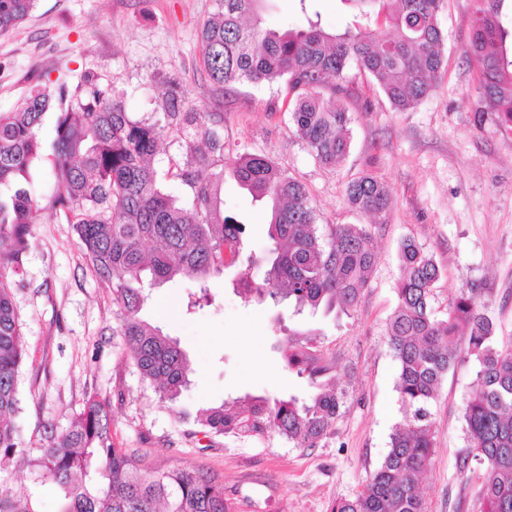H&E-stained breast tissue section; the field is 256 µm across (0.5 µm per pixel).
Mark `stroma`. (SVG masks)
I'll return each instance as SVG.
<instances>
[{
    "label": "stroma",
    "instance_id": "obj_1",
    "mask_svg": "<svg viewBox=\"0 0 512 512\" xmlns=\"http://www.w3.org/2000/svg\"><path fill=\"white\" fill-rule=\"evenodd\" d=\"M477 6L478 0H444L446 67L415 109L395 111L357 76L348 100L350 151L332 168L292 133L285 83L221 90L211 83L199 31L216 0H37L24 23L0 35V112L33 85L73 87L91 73L122 94L138 118H162L174 93L184 108L223 113L225 155L247 150L272 158L306 186L320 223H367L346 198L348 183L362 175L380 178L392 198L386 223L372 229L371 281L347 312L295 316L284 305L244 302L233 279L261 278L259 269L244 266L210 280L212 305L187 312L194 283L179 277L150 288L142 312L188 354L190 385L181 401L195 409L248 393L308 400L314 385L288 370L278 347L289 332H318L347 399L330 435L313 448L274 433L207 436L176 421L113 335L111 290L87 267L71 225L52 219L34 225L25 278L13 298L25 337L17 416L24 452L0 471V491L26 497L34 512H60L58 489L36 477L28 461L97 393L110 402L115 447L145 455L155 471L190 466L218 477L229 512H331L337 499L362 490L404 421L386 325L397 306L398 247L408 237L441 269L432 299L437 315L473 283L498 335L512 340V134L500 130L494 115L476 114L480 76L466 50ZM223 198L225 214L246 227L247 251L262 256L270 244L268 202L229 175ZM474 372L470 362L450 370L430 407L436 448L422 481L429 512L481 510L479 480L455 469L467 445L463 407Z\"/></svg>",
    "mask_w": 512,
    "mask_h": 512
}]
</instances>
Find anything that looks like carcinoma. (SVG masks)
I'll list each match as a JSON object with an SVG mask.
<instances>
[{
  "mask_svg": "<svg viewBox=\"0 0 512 512\" xmlns=\"http://www.w3.org/2000/svg\"><path fill=\"white\" fill-rule=\"evenodd\" d=\"M512 0H481L470 20L469 55L480 72V108L512 133V27L504 9ZM37 0H0V34L20 25ZM267 0H217V12L200 29L204 69L214 85L286 80L293 93L290 122L314 159L335 166L347 157L352 117L336 94L349 93L350 72L365 74L398 112L420 104L444 69L443 0H342L356 7L353 22L331 33L310 19L305 28L263 25ZM57 108L54 138L41 135L44 115ZM165 123L135 118L113 91L87 73L74 88L40 84L11 112H0V462L19 447L18 376L24 332L12 300L23 280V255L32 227L49 218L72 225L87 266L108 284L120 336L144 382L176 404L189 384L188 358L179 343L142 318L144 281L195 279L199 292L187 308L212 303L208 280L243 255V225L224 215V169L253 197L271 202L263 283L240 281L246 299L293 304V313L346 311L368 286L376 255L371 224H317L305 185L271 158L249 152L224 157V113L183 110L166 101ZM184 152L164 173L152 165L164 135ZM50 160L58 179L43 205L35 193V163ZM188 189L190 204L166 191V180ZM352 209L372 224L387 221L391 197L372 175L346 189ZM398 303L387 325L398 364L396 391L403 424L362 491L338 499L331 512H428L421 476L432 462L435 431L430 405L442 379L464 357L475 364V390L467 399V446L458 472L481 468V512H512V343L498 340L497 325L480 301V288H463L439 317L431 302L441 270L415 240L400 244ZM465 342V351L458 349ZM288 369L307 376L317 392L250 396L190 417L200 432L226 437L276 433L311 448L331 432L346 403L336 388V366L323 356L316 334L288 341ZM34 472L61 491L62 512H228L224 484L194 467L150 474L144 457L112 445L109 403L89 396L69 427L31 459ZM0 512H33L27 499L0 493Z\"/></svg>",
  "mask_w": 512,
  "mask_h": 512,
  "instance_id": "1",
  "label": "carcinoma"
}]
</instances>
